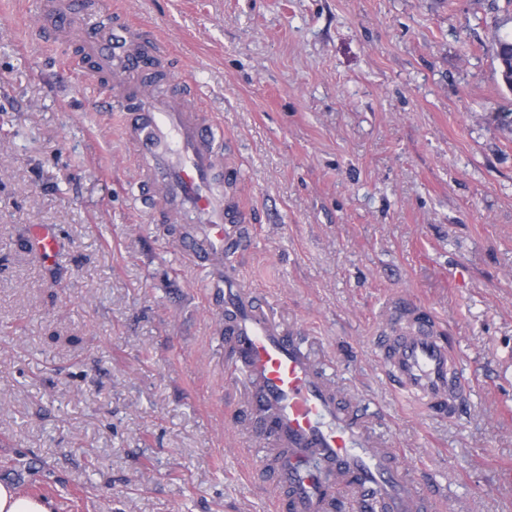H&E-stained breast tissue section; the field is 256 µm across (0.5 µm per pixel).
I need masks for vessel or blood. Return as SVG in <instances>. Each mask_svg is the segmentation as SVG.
Returning a JSON list of instances; mask_svg holds the SVG:
<instances>
[{
	"label": "vessel or blood",
	"mask_w": 512,
	"mask_h": 512,
	"mask_svg": "<svg viewBox=\"0 0 512 512\" xmlns=\"http://www.w3.org/2000/svg\"><path fill=\"white\" fill-rule=\"evenodd\" d=\"M48 11L55 32L79 36L93 74L108 78L127 133L149 164L147 181L161 183L177 211L194 222L183 252L224 273L231 370L244 383L246 409L272 444L283 512H337L339 494L347 489L354 512H432L434 495L400 478L398 451L376 437L367 411L349 403L297 337L267 319L257 295L240 286L236 267L224 255L248 246L247 236L229 231L246 223L247 214L217 191L224 172L213 129L189 104L183 83L166 75L154 40L134 26L114 36L88 0H50ZM32 245L50 260L61 240L53 225L37 224ZM385 321L374 345L390 381L426 413L458 415L471 381L434 317L400 296Z\"/></svg>",
	"instance_id": "obj_1"
}]
</instances>
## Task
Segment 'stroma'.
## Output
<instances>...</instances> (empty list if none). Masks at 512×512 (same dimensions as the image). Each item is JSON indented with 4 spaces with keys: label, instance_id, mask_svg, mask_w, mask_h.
Returning <instances> with one entry per match:
<instances>
[{
    "label": "stroma",
    "instance_id": "obj_1",
    "mask_svg": "<svg viewBox=\"0 0 512 512\" xmlns=\"http://www.w3.org/2000/svg\"><path fill=\"white\" fill-rule=\"evenodd\" d=\"M41 0H0V481L53 512H278L229 375L224 281L138 202L145 161ZM161 41L224 141L233 255L268 317L365 406L438 512H512V109L505 0H104ZM63 249L46 262L30 228ZM408 295L450 336L457 417L373 347ZM32 245L46 260H52L61 247V240L53 225L36 224L32 229Z\"/></svg>",
    "mask_w": 512,
    "mask_h": 512
}]
</instances>
